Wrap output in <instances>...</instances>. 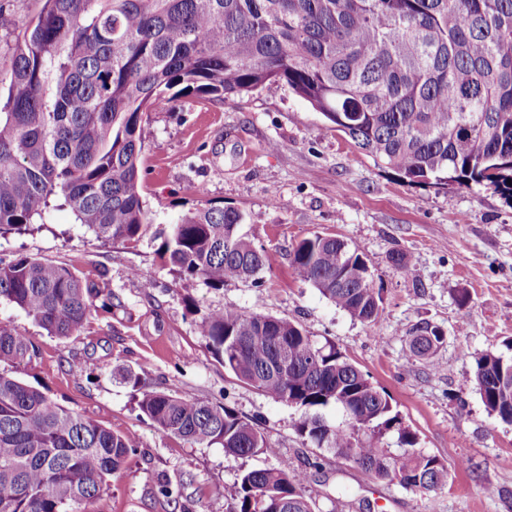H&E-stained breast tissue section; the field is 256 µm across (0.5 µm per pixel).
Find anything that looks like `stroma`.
I'll list each match as a JSON object with an SVG mask.
<instances>
[{"label":"stroma","instance_id":"obj_1","mask_svg":"<svg viewBox=\"0 0 512 512\" xmlns=\"http://www.w3.org/2000/svg\"><path fill=\"white\" fill-rule=\"evenodd\" d=\"M143 156L155 227L195 208L201 187L214 205L247 215L242 231L267 251L269 264L213 290L164 267L154 241L100 244L66 208L33 230L0 236L1 260L27 255L67 265L104 280L123 301L65 340L0 301V321L40 347L18 377L139 441L136 463L112 475L91 512H224L240 473L301 469L317 455L322 469L310 472L307 489L322 512H512V425L486 410L473 379L477 357L512 344L511 197L479 185L407 183L281 82L221 102L191 94L155 107ZM316 232L365 253L383 298L377 331L295 276L290 252ZM397 250L412 254L415 275L394 269ZM136 269L141 277H133ZM188 298L204 310L285 317L334 344L390 396L417 450L447 463V487L419 492L379 481L302 441L300 410L240 382L206 350L185 314ZM420 322L446 334L437 366L408 356L407 333ZM127 369L150 389L234 408L257 423L277 456L238 457L157 433L134 408L121 378ZM166 481L186 482L178 504L154 496Z\"/></svg>","mask_w":512,"mask_h":512}]
</instances>
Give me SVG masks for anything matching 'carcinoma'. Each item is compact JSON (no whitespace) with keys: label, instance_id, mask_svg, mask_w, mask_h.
<instances>
[{"label":"carcinoma","instance_id":"cac0c4a2","mask_svg":"<svg viewBox=\"0 0 512 512\" xmlns=\"http://www.w3.org/2000/svg\"><path fill=\"white\" fill-rule=\"evenodd\" d=\"M282 81L336 130L410 184L492 187L512 197V0H45L15 36L0 107V236L69 208L107 243L159 242L162 264L220 290L269 264L240 232L246 217L204 201L152 231L142 177L150 110L186 93L224 101ZM296 276L369 329L382 299L358 247L313 233L290 253ZM395 270L415 272L397 251ZM66 339L120 296L75 270L19 257L0 262V300ZM194 317L205 348L237 379L302 411L306 442L379 480L433 492L448 466L415 451L389 396L336 349L284 318L225 307ZM444 330L421 322L408 355L436 366ZM40 356L36 341L0 323V512H87L139 442L66 408L12 374ZM139 412L163 436L234 456H274L260 428L226 405L122 374ZM487 411L512 424V356L476 359ZM339 408L346 423L324 411ZM397 433L400 452L385 448ZM307 472L241 473L225 512H318Z\"/></svg>","mask_w":512,"mask_h":512}]
</instances>
